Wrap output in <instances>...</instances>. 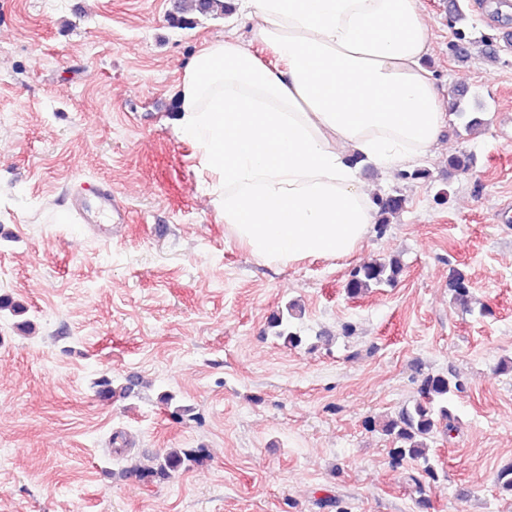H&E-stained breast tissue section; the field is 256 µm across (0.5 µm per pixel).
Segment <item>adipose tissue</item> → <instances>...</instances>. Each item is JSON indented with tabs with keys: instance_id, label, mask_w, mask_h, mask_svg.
I'll return each instance as SVG.
<instances>
[{
	"instance_id": "1",
	"label": "adipose tissue",
	"mask_w": 512,
	"mask_h": 512,
	"mask_svg": "<svg viewBox=\"0 0 512 512\" xmlns=\"http://www.w3.org/2000/svg\"><path fill=\"white\" fill-rule=\"evenodd\" d=\"M241 2L278 63L227 37L186 68L177 128L202 193L260 262L353 254L374 223L363 166L404 169L446 124L421 0Z\"/></svg>"
}]
</instances>
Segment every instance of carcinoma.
Instances as JSON below:
<instances>
[{
	"instance_id": "obj_1",
	"label": "carcinoma",
	"mask_w": 512,
	"mask_h": 512,
	"mask_svg": "<svg viewBox=\"0 0 512 512\" xmlns=\"http://www.w3.org/2000/svg\"><path fill=\"white\" fill-rule=\"evenodd\" d=\"M375 204L378 225L384 227L390 223V218L404 209L405 198L401 195L379 196L375 199ZM401 272L402 265L396 258L364 264L350 273L345 285L346 294L357 298L371 288L390 285ZM449 287L453 291L455 304H469L470 289L462 275L454 277ZM301 315V307L295 302H289L270 316L268 324L276 338L296 348L303 342V338L294 330V320ZM94 386L99 397L105 399L114 396L123 399L140 396L139 383L130 378L115 387L112 379L102 377L94 382ZM463 391L464 383L454 372L427 373L420 382L419 398L379 424L380 432L393 445L389 451L392 465L401 466L408 462L419 464L418 474L409 475V481L417 488L421 487L423 477L432 481L439 479L437 463L427 455V448L435 442L437 435H446L456 429L454 418L448 409V401ZM202 452L201 448H170L157 459L155 466L143 468L135 465L124 470L122 476L140 480L153 476L168 478L198 461Z\"/></svg>"
}]
</instances>
